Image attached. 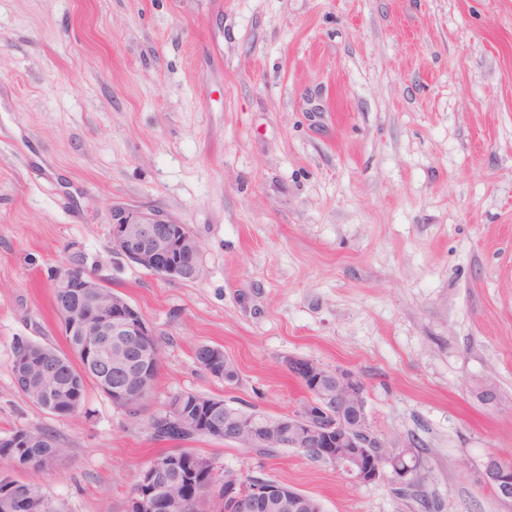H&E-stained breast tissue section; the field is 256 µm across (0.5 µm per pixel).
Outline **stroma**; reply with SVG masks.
I'll use <instances>...</instances> for the list:
<instances>
[{"mask_svg": "<svg viewBox=\"0 0 512 512\" xmlns=\"http://www.w3.org/2000/svg\"><path fill=\"white\" fill-rule=\"evenodd\" d=\"M119 211L187 225L202 278L113 253ZM76 260L157 335L137 414L91 383L56 415L15 384L18 340L69 350L52 278ZM290 357L362 382L379 437L420 446L422 497L152 437L180 393L297 411ZM19 429L66 450L14 474L53 512H125L186 446L325 512H512L482 467L512 458V0H0V438ZM212 350L209 346H200L195 351V357L198 361V363L203 367L207 368V365L205 364L210 352ZM209 359V358H208ZM221 362L222 367L219 369L218 374H213V368L215 367V364ZM208 364L210 365L207 370L215 377L224 379L225 383H231L234 382L237 379V372L234 368L233 364L222 354L218 353L214 350L213 352V358L208 361Z\"/></svg>", "mask_w": 512, "mask_h": 512, "instance_id": "1", "label": "stroma"}]
</instances>
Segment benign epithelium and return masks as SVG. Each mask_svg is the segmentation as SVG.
<instances>
[{
  "label": "benign epithelium",
  "mask_w": 512,
  "mask_h": 512,
  "mask_svg": "<svg viewBox=\"0 0 512 512\" xmlns=\"http://www.w3.org/2000/svg\"><path fill=\"white\" fill-rule=\"evenodd\" d=\"M112 252L171 280L195 282L203 271L199 242L185 224L119 218L112 224ZM75 267L73 263L59 270L53 287L78 292L79 311L62 318L61 324L64 335L75 338L85 352L83 372L63 381L65 361H55L47 368L25 350L16 351L13 362L26 371L41 372L37 380L27 378L33 385L34 405L41 409L56 413L64 399L78 407L82 382L94 374L113 404L135 412L149 398L152 377L159 367L155 332L126 298L105 289L97 276L74 272ZM217 363L221 368L216 377L226 383L237 379L233 364L215 351L208 364L213 368ZM286 365L295 378L313 385L297 411L258 421L255 413L231 412L226 403L200 395L197 404L206 406L212 437L228 436L244 448H298L314 454L353 484L376 482L388 470L400 482H411L418 470L406 457L413 451L400 446L395 456L389 458L383 453L386 443L370 423L364 388L356 376L345 370H329L310 359L290 358ZM172 426L191 432L196 423L182 405L171 402L154 415L150 430L155 436L164 435ZM180 465L179 457L170 455L145 468L129 500L128 512H184L187 494L175 495L184 485ZM194 470L209 475L208 492L224 503V512H324L318 498L285 484L230 471L221 476L215 463L203 456L194 459ZM483 476L500 501L512 503V472L500 465L499 455H486Z\"/></svg>",
  "instance_id": "benign-epithelium-1"
}]
</instances>
